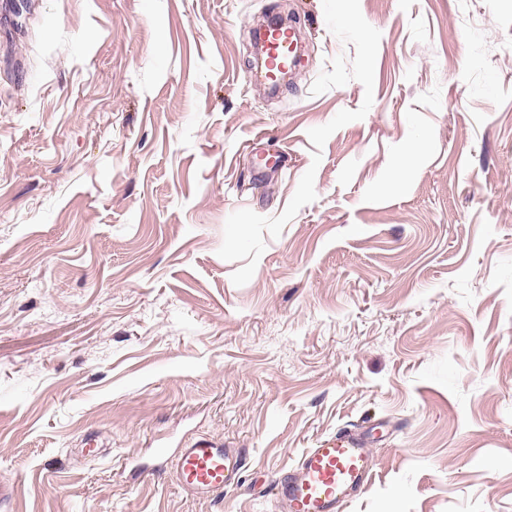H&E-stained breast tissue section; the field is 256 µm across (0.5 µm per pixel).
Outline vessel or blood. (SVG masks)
Wrapping results in <instances>:
<instances>
[{
    "instance_id": "vessel-or-blood-1",
    "label": "vessel or blood",
    "mask_w": 512,
    "mask_h": 512,
    "mask_svg": "<svg viewBox=\"0 0 512 512\" xmlns=\"http://www.w3.org/2000/svg\"><path fill=\"white\" fill-rule=\"evenodd\" d=\"M293 38L290 27H268L265 64L256 72V80H269L272 72L291 65ZM174 466L184 490L210 497L238 482L242 453L204 440L179 449ZM374 470L365 437L340 434L324 440L306 449L294 466L277 477L276 512H344L347 503L365 491Z\"/></svg>"
}]
</instances>
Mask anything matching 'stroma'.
<instances>
[{"label": "stroma", "instance_id": "obj_1", "mask_svg": "<svg viewBox=\"0 0 512 512\" xmlns=\"http://www.w3.org/2000/svg\"><path fill=\"white\" fill-rule=\"evenodd\" d=\"M344 430L345 512H512V0H8L0 512H274ZM294 34L287 26L274 25L265 32V64L264 68L254 74L256 80L267 81L271 73L292 63V45ZM375 470L365 437L340 434L307 448L274 485L276 512H343ZM242 452L212 440L200 441L189 448H179L174 459L179 485L204 496L219 495L238 482Z\"/></svg>", "mask_w": 512, "mask_h": 512}]
</instances>
